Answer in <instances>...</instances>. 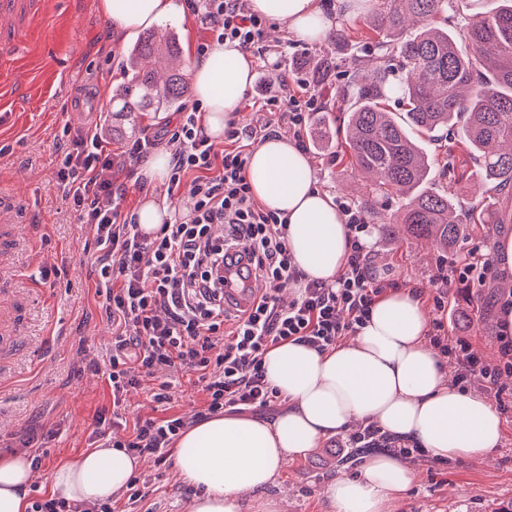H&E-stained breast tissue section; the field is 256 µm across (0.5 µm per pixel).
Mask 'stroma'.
<instances>
[{
    "mask_svg": "<svg viewBox=\"0 0 512 512\" xmlns=\"http://www.w3.org/2000/svg\"><path fill=\"white\" fill-rule=\"evenodd\" d=\"M98 0H52L47 19L28 33L12 53L7 66L14 80L17 106L0 109V195L14 199L11 219L21 240H36L35 250L20 249L14 268V286L28 298L19 341L21 351L0 353V370L10 379L0 386V456L23 445L45 449L41 467L31 480L42 492L50 490V474L60 463L77 459L99 445L97 418L112 411V389L106 376L88 365L91 357L109 354L112 322L95 293L98 254L86 225L81 224L55 182L62 161L61 148L90 129H98L112 154V181L122 186L121 207L134 214L149 196L164 199L165 184L142 181L140 164L132 161L133 143L162 133L180 118L176 112L112 117V90L122 80L121 57L129 34L112 39V29L98 11ZM174 13L157 21V28L172 27L179 34L182 65L198 60V48L210 36L189 0H175ZM327 12L338 15L336 28L324 39L310 42L289 37L284 25L267 21L269 45L281 47L286 61L301 62L312 70L322 60L334 69L327 80L310 83L318 100L310 118L304 149L318 188L332 198L355 202L370 195L365 180L352 165L336 137L347 119L351 87L360 70L355 59L365 57L376 39L363 18L344 16L340 0H321ZM253 79L239 107L238 126L270 122L275 132H287L280 113L257 110L265 90L277 82L274 57L253 56ZM440 166L464 171L458 181L434 180L438 189L471 200L479 180L459 139H440L434 146ZM512 234V224H467L454 263L423 239L386 238L373 232L377 263L400 286L422 287L429 318H436L432 293L435 280L450 275L452 264H465L472 246L495 257L501 236ZM506 294L512 278L492 268L485 288L452 282L448 292L447 336L465 337L489 363H497L495 309L484 308L485 289ZM170 383V401L155 403L152 394L161 381ZM205 394L195 376L157 372L125 396L124 415L136 419L167 416L192 417L204 408ZM506 435L495 451L464 460L436 461L427 456L412 461L415 482L396 493L386 512H499L512 502V410L504 415ZM330 439L288 462L264 494L279 504L278 512H332L327 485L339 474H354L366 456L337 460L329 454ZM142 497L128 493L112 500V512H190L195 494L179 478L174 456L165 461L147 459L137 472Z\"/></svg>",
    "mask_w": 512,
    "mask_h": 512,
    "instance_id": "35a3bbf8",
    "label": "stroma"
}]
</instances>
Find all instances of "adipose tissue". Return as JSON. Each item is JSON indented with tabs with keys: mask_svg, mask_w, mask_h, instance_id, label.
<instances>
[{
	"mask_svg": "<svg viewBox=\"0 0 512 512\" xmlns=\"http://www.w3.org/2000/svg\"><path fill=\"white\" fill-rule=\"evenodd\" d=\"M256 13L316 41L336 22L319 0H250ZM110 24L133 32L157 22L172 0H98ZM189 77L212 142L235 120L252 81V59L237 43L214 47ZM246 178L265 207L287 220L288 248L309 278L334 281L348 256L347 227L320 191L304 152L285 135L264 140L248 158ZM428 319L410 291H390L373 305L353 341L320 352L287 343L265 356L266 374L285 403L274 418L224 414L188 427L176 445L182 480L196 489L190 512H276L262 491L288 459L317 447L354 421L417 441L431 456L455 460L501 446L505 421L487 398L453 386L448 365L427 338ZM142 465L121 448H96L58 465L50 487L73 503H98L121 492ZM31 461L0 456V512H27ZM414 470L394 455L368 457L358 476L330 481L334 512H385L392 493L407 489ZM254 491L243 503L242 490Z\"/></svg>",
	"mask_w": 512,
	"mask_h": 512,
	"instance_id": "adipose-tissue-1",
	"label": "adipose tissue"
}]
</instances>
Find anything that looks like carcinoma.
Masks as SVG:
<instances>
[{"instance_id": "carcinoma-1", "label": "carcinoma", "mask_w": 512, "mask_h": 512, "mask_svg": "<svg viewBox=\"0 0 512 512\" xmlns=\"http://www.w3.org/2000/svg\"><path fill=\"white\" fill-rule=\"evenodd\" d=\"M393 3L378 0L366 18L378 34L370 49L375 68L354 83L344 140L354 165L376 176L373 193L405 199L400 218L384 223L385 232L432 238L450 254L462 238L461 224L512 223L492 195L467 205L444 191L423 189L437 174L429 150L435 133L459 129L489 190H512V149L501 148L512 143V0L472 13L460 35L440 27L403 34L407 16L436 19L448 13L452 0H402L401 9ZM396 32L401 38L395 43ZM179 53L172 30H148L128 45L123 81L112 90V113L176 109L188 93L183 73L171 66ZM395 56L402 72L401 117L383 106Z\"/></svg>"}]
</instances>
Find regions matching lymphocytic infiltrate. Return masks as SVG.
<instances>
[{
  "label": "lymphocytic infiltrate",
  "instance_id": "obj_1",
  "mask_svg": "<svg viewBox=\"0 0 512 512\" xmlns=\"http://www.w3.org/2000/svg\"><path fill=\"white\" fill-rule=\"evenodd\" d=\"M198 2L211 37L201 51L234 41L245 50L270 53L263 43L266 21L252 11L250 0ZM284 97L291 105L288 126L295 138H302L317 98L301 95L284 78L265 103L274 107ZM228 137L234 148L215 151L199 113L190 108L163 137L134 143L131 155L137 158L167 141L168 192H175L184 178L192 180L185 209L154 233L141 231L124 215L123 190L100 179V170L111 168L112 155L97 133L80 136L57 172L99 252L96 292L112 320L106 374L113 396L166 366L196 374L206 395L203 418L265 409L278 397L264 368L270 348L288 342L321 351L335 346L342 337L357 334L387 288L374 265L370 226L348 201L339 204L350 244L343 274L328 283L298 269L288 249L285 219L257 202L246 179V147L239 144L237 131ZM248 269L260 280L255 304L247 317L226 320L224 285L242 280ZM285 288L295 289L296 297L283 307L277 295ZM447 296L440 287L432 298L438 313L432 321L433 342L453 370V383L462 390L484 383L496 402H503L505 390L498 379L512 372V340L500 341L499 362L493 365L467 340L443 335L439 315ZM187 426L180 416L140 419L127 439L110 438L104 445L162 460Z\"/></svg>",
  "mask_w": 512,
  "mask_h": 512
}]
</instances>
